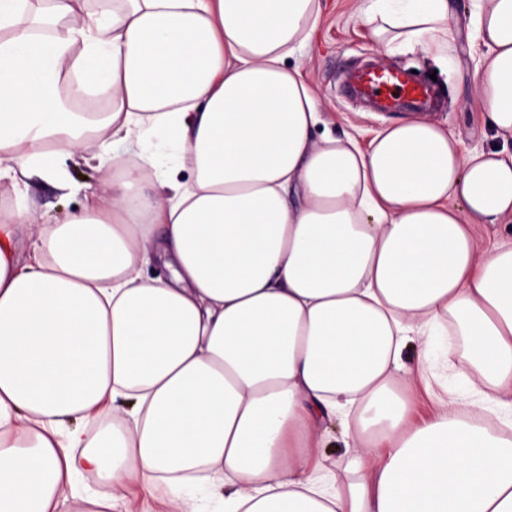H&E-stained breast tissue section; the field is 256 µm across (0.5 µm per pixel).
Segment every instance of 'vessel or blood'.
Segmentation results:
<instances>
[{
  "mask_svg": "<svg viewBox=\"0 0 512 512\" xmlns=\"http://www.w3.org/2000/svg\"><path fill=\"white\" fill-rule=\"evenodd\" d=\"M353 83L357 94L385 106L401 103L422 110L432 100L429 86L416 83L397 70H365L354 76Z\"/></svg>",
  "mask_w": 512,
  "mask_h": 512,
  "instance_id": "1",
  "label": "vessel or blood"
}]
</instances>
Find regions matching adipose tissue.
Masks as SVG:
<instances>
[{"label":"adipose tissue","mask_w":512,"mask_h":512,"mask_svg":"<svg viewBox=\"0 0 512 512\" xmlns=\"http://www.w3.org/2000/svg\"><path fill=\"white\" fill-rule=\"evenodd\" d=\"M319 0H0V512H112L131 482L211 478L224 512H512V154L428 116L368 148L315 138L288 57ZM448 0H359L384 48L446 55ZM474 93L512 139V0H472ZM187 164L165 168L154 133ZM107 174L41 224L26 192L60 156ZM35 247L19 254L22 226ZM162 263L166 277L145 278ZM449 325L483 397L423 426L393 375ZM502 429L486 426L487 415ZM340 422L332 486L308 448ZM95 474L106 490L79 493Z\"/></svg>","instance_id":"1"}]
</instances>
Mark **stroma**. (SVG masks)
Segmentation results:
<instances>
[{
	"label": "stroma",
	"instance_id": "stroma-1",
	"mask_svg": "<svg viewBox=\"0 0 512 512\" xmlns=\"http://www.w3.org/2000/svg\"><path fill=\"white\" fill-rule=\"evenodd\" d=\"M356 7L357 0H321V16L311 48L287 60L289 67L297 68L314 91L323 127L340 137L354 136L365 147L376 131L400 119V112L377 110L349 96L344 89L349 71L376 64L412 71L417 81L432 82L436 99L426 113L458 133L464 148L487 150L495 147L512 153V141L499 140L484 118L483 105L473 94L484 48L471 34V0H452L451 21L456 38L446 63L435 61L417 48H402L392 53L378 51L366 29L354 19ZM60 167L76 183V190L62 189L36 173L28 181V195L45 224L59 223L67 212L83 208L84 186H98L101 177L99 161L92 156L83 160L63 159ZM451 352L449 338L441 332L430 337L428 345L411 343L405 348L403 360L406 365L427 367L430 380L429 386H418L412 393L416 418L428 417L434 409L436 394L446 389L454 393L462 407L471 408L478 404V396L457 376Z\"/></svg>",
	"mask_w": 512,
	"mask_h": 512
}]
</instances>
